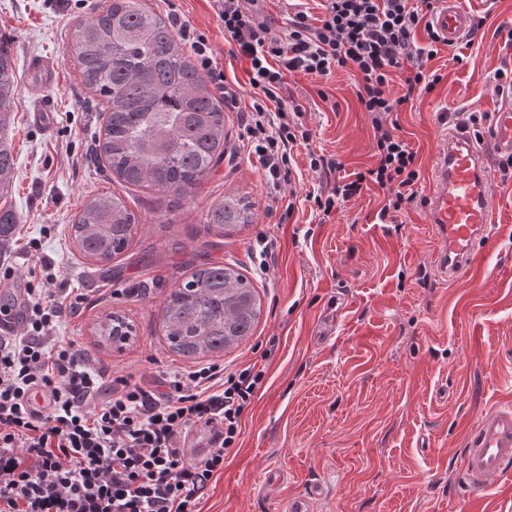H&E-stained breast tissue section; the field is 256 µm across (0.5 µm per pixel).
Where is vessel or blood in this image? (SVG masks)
Segmentation results:
<instances>
[{
  "mask_svg": "<svg viewBox=\"0 0 512 512\" xmlns=\"http://www.w3.org/2000/svg\"><path fill=\"white\" fill-rule=\"evenodd\" d=\"M471 18L460 0H441L431 18L438 35L455 46ZM493 146L512 154V105L496 115ZM492 182L487 153L460 130H448L431 171V222L441 237L434 271L455 282L484 261L483 244L494 222ZM512 475V402L482 410L466 435L462 480L468 499L485 498L492 481ZM321 486L289 496L284 512H316Z\"/></svg>",
  "mask_w": 512,
  "mask_h": 512,
  "instance_id": "vessel-or-blood-1",
  "label": "vessel or blood"
}]
</instances>
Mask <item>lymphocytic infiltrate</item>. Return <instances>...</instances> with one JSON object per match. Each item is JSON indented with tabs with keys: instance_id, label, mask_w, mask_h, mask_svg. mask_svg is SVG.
<instances>
[{
	"instance_id": "lymphocytic-infiltrate-1",
	"label": "lymphocytic infiltrate",
	"mask_w": 512,
	"mask_h": 512,
	"mask_svg": "<svg viewBox=\"0 0 512 512\" xmlns=\"http://www.w3.org/2000/svg\"><path fill=\"white\" fill-rule=\"evenodd\" d=\"M212 2L225 34L250 61L249 84L259 95L243 113L244 131L270 185L289 175L294 147L311 137L300 105L281 95L285 73L323 78L350 64L362 76L356 96L371 116L377 164L306 199L327 214L337 200L375 185L387 198L382 214L415 202L416 154L392 114L441 80L425 68L438 35L428 48L415 42L435 0H322V17L296 12L282 39L269 37L247 0ZM396 70L405 75V92L394 98L387 89ZM26 293L25 333L0 336V512H197L264 370L228 372L213 363L166 373L149 389L130 377L109 380L76 340L54 333L62 318L79 314L84 295ZM36 391L50 398L46 412L28 405ZM196 425L211 431L200 457L183 446Z\"/></svg>"
}]
</instances>
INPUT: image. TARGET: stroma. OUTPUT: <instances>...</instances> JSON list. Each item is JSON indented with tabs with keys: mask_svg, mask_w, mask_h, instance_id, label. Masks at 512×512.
I'll return each instance as SVG.
<instances>
[{
	"mask_svg": "<svg viewBox=\"0 0 512 512\" xmlns=\"http://www.w3.org/2000/svg\"><path fill=\"white\" fill-rule=\"evenodd\" d=\"M141 2L173 27L203 34L218 68L250 103L249 66L230 55L211 0ZM462 2L469 14L486 15L485 35L464 49L460 64L452 48L438 43L427 68L441 81L396 113L416 154L418 201L383 221L385 197L375 186L327 216L305 199L377 162L371 119L356 97L360 77L351 67L322 79L285 77L282 95L302 105L312 133L293 150L291 174L280 188L292 196L293 212L270 207L264 171L229 106L224 159L176 201L148 186L123 189L94 156L108 105L81 80L74 30L109 0H0V37L10 42L18 80L10 105L16 164L4 201L22 219L0 241V264L14 270L0 282V301L9 302L12 289L25 288L31 272L51 263L42 287L87 294L58 335L76 339L110 376L130 374L151 388L167 371L195 366L170 350L161 323L166 297L194 269L238 264L261 296L251 335L217 360L229 371L262 363L266 381L200 512H278L288 495L313 483L324 488L317 512H512V478L496 482L485 506L469 502L458 487L467 431L482 409L512 400V180L497 185L483 266L452 284L431 272L439 242L422 203L442 115L496 113L512 99L485 81L512 65V0ZM35 55L58 65L46 90L48 126L32 119L38 103L27 87L36 78L29 66ZM312 152L335 156L339 174L311 170ZM109 192L123 194L139 226L105 273L78 251L70 229L88 199ZM230 194L251 202L255 219L225 238L207 230L203 215ZM263 233L276 237L278 247L261 275ZM130 288L138 296H127ZM113 312L137 330L120 351L100 345L95 333ZM271 471L283 483L268 494L262 482Z\"/></svg>",
	"mask_w": 512,
	"mask_h": 512,
	"instance_id": "1",
	"label": "stroma"
}]
</instances>
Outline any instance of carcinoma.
<instances>
[{
  "mask_svg": "<svg viewBox=\"0 0 512 512\" xmlns=\"http://www.w3.org/2000/svg\"><path fill=\"white\" fill-rule=\"evenodd\" d=\"M77 62L82 81L104 97L108 116L96 155L126 186H150L178 198L201 183L227 149L224 107L190 62L185 46L160 15L139 0H112L109 8L78 22ZM16 73L8 41L0 38V188L15 165L5 131ZM21 222L0 207V236ZM253 223L252 205L226 196L206 212L204 224L230 237ZM139 224L122 196L89 199L75 224L79 250L112 270ZM261 298L235 265L211 262L171 291L162 310L169 348L187 358L218 355L250 335ZM101 342L121 348L137 335L134 324L109 314L97 327Z\"/></svg>",
  "mask_w": 512,
  "mask_h": 512,
  "instance_id": "cac0c4a2",
  "label": "carcinoma"
}]
</instances>
